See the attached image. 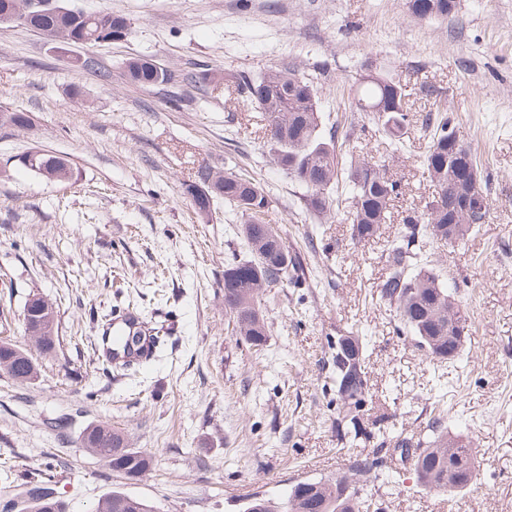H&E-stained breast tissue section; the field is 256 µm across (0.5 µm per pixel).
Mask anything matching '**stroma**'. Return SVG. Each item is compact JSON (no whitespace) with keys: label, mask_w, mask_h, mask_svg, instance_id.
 I'll return each instance as SVG.
<instances>
[{"label":"stroma","mask_w":512,"mask_h":512,"mask_svg":"<svg viewBox=\"0 0 512 512\" xmlns=\"http://www.w3.org/2000/svg\"><path fill=\"white\" fill-rule=\"evenodd\" d=\"M129 21L112 44L64 46L27 26L0 25V110L28 114L0 127V336L31 354L35 380L0 368V502L51 480L65 512H92L121 491L155 512H242L254 494L284 500L300 480H327L373 456L393 433L443 417L480 452L471 489L437 494L413 467L394 489L364 487L378 512H512V0H457L452 14L415 18L409 0H71ZM92 58L95 71L72 68ZM149 58L171 80L129 82L125 63ZM288 66L318 90L322 122L349 135L341 156L376 163L402 186L391 221L357 240L345 218L302 211L301 186L274 163L259 108L226 76ZM208 70L199 87L192 73ZM375 70L403 84L412 121L392 150L363 132L349 89ZM79 84L83 98L71 95ZM445 105L477 152L490 214L431 265L456 292L470 327L462 359L427 358L377 294L383 252L404 217L433 194L421 161V122ZM41 149L66 156L67 182L25 169ZM232 162L271 199L264 215L299 261L295 283L262 289L270 327L257 348L224 310V266L249 259L247 218L214 199L200 219L184 193L198 170ZM56 313V348L25 334L30 295ZM136 312L161 343L150 364L113 367L102 337ZM366 336L364 406L386 420L374 438L343 447L329 344ZM101 422L152 459L129 480L83 448Z\"/></svg>","instance_id":"stroma-1"}]
</instances>
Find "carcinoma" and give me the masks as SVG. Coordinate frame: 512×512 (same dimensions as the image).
<instances>
[{"mask_svg": "<svg viewBox=\"0 0 512 512\" xmlns=\"http://www.w3.org/2000/svg\"><path fill=\"white\" fill-rule=\"evenodd\" d=\"M30 2L0 0V8L10 7L18 13V23L67 46H94L101 40H120L127 34V19L110 11L85 13L66 7L59 0L38 11L29 9ZM409 4L415 17L427 19L448 15L454 0H409ZM126 70L129 79L141 86H154L172 78L168 71L158 70L141 58L128 60ZM230 82L239 94L264 113V137L270 143L275 164L304 188V193L298 197L299 208L318 216L342 210L347 213L358 240L376 236L380 225L386 223L395 200L402 194L401 186L381 175L378 166L364 158L352 157L348 165L342 164L335 130L326 131L321 125L319 99L313 84L286 68L259 79L234 76ZM363 102L384 104L383 111L369 116L374 135L390 144L400 140L401 131L410 124L407 94L400 81L385 74L377 82H356L352 104L361 112ZM425 125L429 142L423 166L436 187V195L423 213L404 220L399 235L386 249L388 274L380 286L379 297L395 308L402 329L412 336L427 357L445 362L448 360V320L465 328L468 316L455 293L420 261L426 246L448 244V225L456 224L457 239L462 240L483 223L489 210H475L458 223L448 213V193L456 190L450 178L455 158L448 151V136L458 132V128L441 110L429 114ZM26 158L23 166L48 180L66 182L72 176L69 164L54 154L33 150ZM185 192L199 216L209 215L216 197L248 216L242 233L251 259L224 266V309L247 344L265 345L270 328L260 310L259 289L253 284V276L260 275L263 287L284 281L291 283L298 265L294 256L288 257L287 265H282L277 246L263 237L261 229L256 228L255 234H249L251 228L261 223L260 216L270 205L268 195L248 171L234 166L222 172L209 167L199 169L197 179L185 186ZM363 344L362 336H339L331 352L336 401L340 402L336 437L344 446L368 439L372 434L361 414L367 391ZM142 347L143 336L137 329L126 337L124 360L117 365L125 368L130 360L142 359ZM28 358V354L16 357L8 369L12 378L21 382L34 378ZM117 440L119 433L101 423L88 426L81 437L83 446L92 452L98 451L113 471L131 460L137 466L148 461L140 451L115 447ZM390 442L400 451L402 460L413 462L418 481L426 490L460 492L478 479L477 467L465 482L455 481L448 473V451L454 449L466 459L476 457L477 451L470 444L450 437L439 419L432 420L422 436L401 432L392 436ZM382 452L379 448L371 457L354 460L348 471L334 480H304L293 484L284 502L263 497L266 512H359L365 506L359 483L385 467Z\"/></svg>", "mask_w": 512, "mask_h": 512, "instance_id": "obj_1", "label": "carcinoma"}]
</instances>
